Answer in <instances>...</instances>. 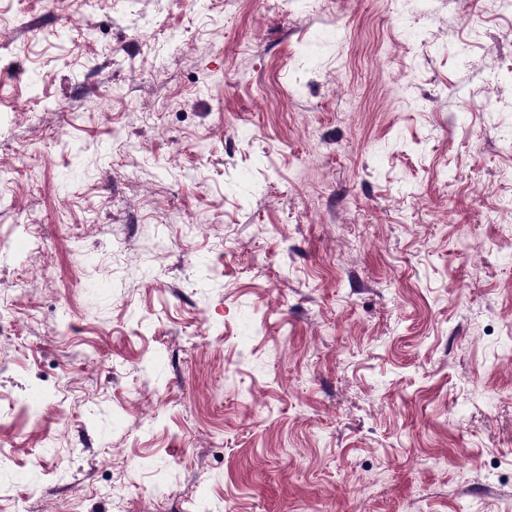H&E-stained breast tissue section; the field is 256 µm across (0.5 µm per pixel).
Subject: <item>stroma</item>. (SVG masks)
Instances as JSON below:
<instances>
[{"label": "stroma", "instance_id": "35a3bbf8", "mask_svg": "<svg viewBox=\"0 0 512 512\" xmlns=\"http://www.w3.org/2000/svg\"><path fill=\"white\" fill-rule=\"evenodd\" d=\"M0 9V512H512L500 0Z\"/></svg>", "mask_w": 512, "mask_h": 512}]
</instances>
